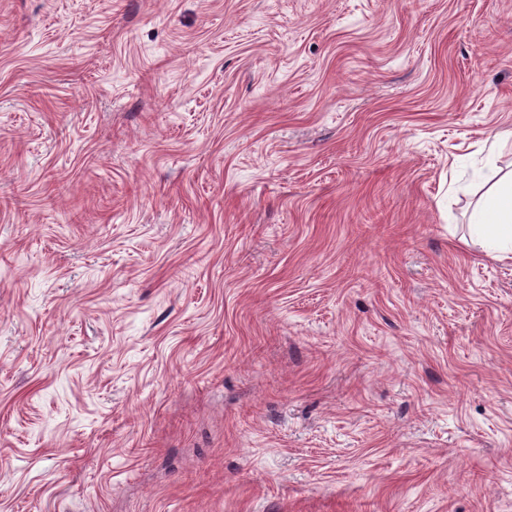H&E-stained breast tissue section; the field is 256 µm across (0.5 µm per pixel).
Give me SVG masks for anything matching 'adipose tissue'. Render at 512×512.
<instances>
[{
	"label": "adipose tissue",
	"mask_w": 512,
	"mask_h": 512,
	"mask_svg": "<svg viewBox=\"0 0 512 512\" xmlns=\"http://www.w3.org/2000/svg\"><path fill=\"white\" fill-rule=\"evenodd\" d=\"M470 235L488 251L512 254V173L485 189L471 222Z\"/></svg>",
	"instance_id": "obj_1"
}]
</instances>
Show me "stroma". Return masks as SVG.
I'll return each instance as SVG.
<instances>
[{
	"mask_svg": "<svg viewBox=\"0 0 512 512\" xmlns=\"http://www.w3.org/2000/svg\"><path fill=\"white\" fill-rule=\"evenodd\" d=\"M512 0H0V512H512ZM470 235L488 251L512 254V171L485 189Z\"/></svg>",
	"mask_w": 512,
	"mask_h": 512,
	"instance_id": "stroma-1",
	"label": "stroma"
}]
</instances>
